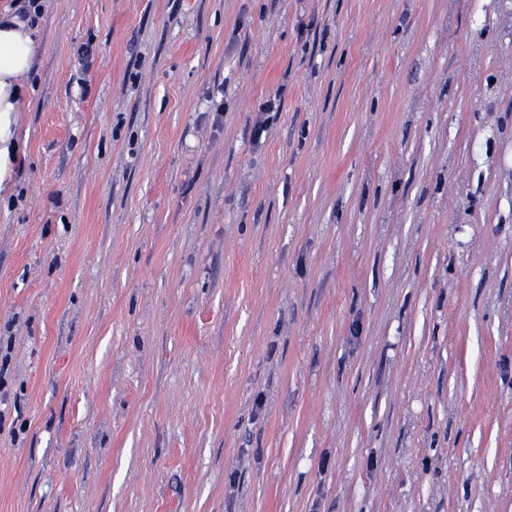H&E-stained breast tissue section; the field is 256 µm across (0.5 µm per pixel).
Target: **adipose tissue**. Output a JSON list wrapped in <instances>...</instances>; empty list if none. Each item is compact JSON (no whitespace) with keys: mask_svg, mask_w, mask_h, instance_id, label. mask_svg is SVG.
Masks as SVG:
<instances>
[{"mask_svg":"<svg viewBox=\"0 0 512 512\" xmlns=\"http://www.w3.org/2000/svg\"><path fill=\"white\" fill-rule=\"evenodd\" d=\"M36 53L28 20L0 16V195L11 192V168L19 151L13 127L17 112L29 103L26 78Z\"/></svg>","mask_w":512,"mask_h":512,"instance_id":"obj_1","label":"adipose tissue"}]
</instances>
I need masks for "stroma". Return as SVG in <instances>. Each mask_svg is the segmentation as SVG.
<instances>
[{
  "mask_svg": "<svg viewBox=\"0 0 512 512\" xmlns=\"http://www.w3.org/2000/svg\"><path fill=\"white\" fill-rule=\"evenodd\" d=\"M40 4L0 512H512V0Z\"/></svg>",
  "mask_w": 512,
  "mask_h": 512,
  "instance_id": "obj_1",
  "label": "stroma"
}]
</instances>
